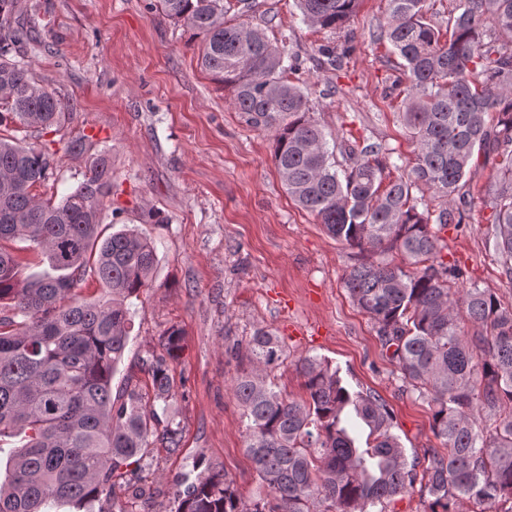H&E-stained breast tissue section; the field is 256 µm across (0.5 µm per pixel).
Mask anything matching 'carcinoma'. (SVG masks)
<instances>
[{
    "label": "carcinoma",
    "instance_id": "carcinoma-1",
    "mask_svg": "<svg viewBox=\"0 0 512 512\" xmlns=\"http://www.w3.org/2000/svg\"><path fill=\"white\" fill-rule=\"evenodd\" d=\"M296 2L304 23L329 30L361 4ZM387 2L383 36L405 68L402 120L415 149L410 171L386 185L382 147L344 137L329 144L309 116L308 95L290 80L288 43H272L245 19L252 0H155V9L204 36L202 67L232 89L234 107L255 127L272 132L273 161L295 205L337 240L374 254L395 250L415 266L368 258L351 267L344 288L374 321L404 382L428 399L442 448L426 466L408 459L381 398L352 389L317 356L294 363L306 398L283 397L269 373L284 347L259 328L232 391L247 420L245 451L268 494L246 503L223 472L196 465L194 480L175 492L174 512H385L415 488L429 512H459L464 503L512 512V306L481 288L452 287L462 271L439 260L434 230L461 223L459 186L475 150L495 153L499 179L483 202L493 212L494 250L512 273V0H457L444 41L425 0ZM31 28L18 0H0V127L47 130L65 110L31 75ZM53 165L47 148L0 137V308L12 311L0 315V438H20L0 446L8 452L0 512H43L51 503L92 512L113 494L115 478L138 474L151 436L170 450L180 443L169 412L180 330H168L152 358V393L128 383L112 397L133 329L127 301L148 287L155 248L128 227L101 238L112 188L106 154L56 203L32 194ZM418 185L444 208L419 209ZM17 241L47 268L25 274ZM88 273L102 286L92 301L74 294ZM466 323L476 334L464 332Z\"/></svg>",
    "mask_w": 512,
    "mask_h": 512
}]
</instances>
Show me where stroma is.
<instances>
[{
  "label": "stroma",
  "instance_id": "1",
  "mask_svg": "<svg viewBox=\"0 0 512 512\" xmlns=\"http://www.w3.org/2000/svg\"><path fill=\"white\" fill-rule=\"evenodd\" d=\"M24 3L36 22L32 73L67 112L56 131L9 125L0 136L49 146L56 168L34 192L55 201L107 152L112 194L104 234L127 226L155 247L152 281L130 301L134 327L113 391L127 382L149 388L146 363L160 336L171 328L183 334L171 370L181 445L174 453L157 445L146 456L140 476L151 495L137 512H172L176 481L199 458L233 480L244 499L262 495L231 389L236 366L226 354L258 328L286 350L271 374L276 391L304 397L295 360L326 358L351 386L381 396L408 454L428 457L440 448L428 400L404 386L373 322L342 286L363 252L331 237L289 199L271 133L254 127L233 106L231 89L202 68L201 38L150 10V0ZM250 20L271 40H288L298 57L295 79L310 86L311 117L325 132L381 146L397 164L412 159L399 116L400 58L381 38L386 0H363L336 31L303 23L294 0H254ZM328 44L339 67L318 52ZM75 140L82 152L70 151ZM498 175L495 159L475 156L462 188L468 206L460 225L441 231V258L463 271L456 288L489 290L508 306L512 277L488 244L491 211L483 204Z\"/></svg>",
  "mask_w": 512,
  "mask_h": 512
}]
</instances>
